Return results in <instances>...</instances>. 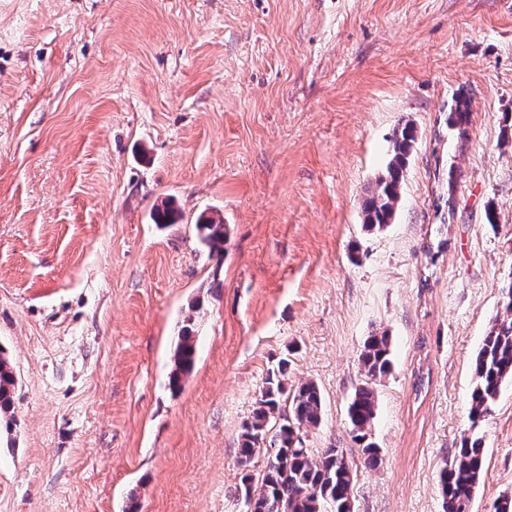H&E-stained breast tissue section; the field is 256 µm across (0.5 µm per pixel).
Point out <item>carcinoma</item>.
<instances>
[{
    "mask_svg": "<svg viewBox=\"0 0 512 512\" xmlns=\"http://www.w3.org/2000/svg\"><path fill=\"white\" fill-rule=\"evenodd\" d=\"M471 97L467 90L456 93L448 114V128L457 139H468L471 123ZM416 141L415 128L405 123L393 130L390 139L391 160L385 175L379 177L362 203L365 226L381 229L391 223L401 201L408 157ZM178 213L167 201L156 206L153 217L157 224L177 223ZM199 242L209 253L224 252V221L209 217L196 225ZM392 344L386 334L370 336L364 342L360 360L367 378L374 381L392 370ZM196 358L193 317L187 318L174 354V368L169 388L182 389L185 377L192 371ZM288 360L279 361L268 372L252 415L242 425L238 462L246 468L262 449H271L257 484L244 474L239 489L251 498L252 512H354V468L341 448H326L314 458L302 447L301 431L320 424L323 411L322 394L311 381L298 385L289 401L288 414H281V396ZM512 382V285L505 289L503 317L495 320L484 336L474 362L473 387L469 414L478 423L491 412L502 385ZM12 366L0 353V417L6 427L15 423ZM377 397L369 385L357 387L347 406L352 441L357 445L363 467L375 468L382 462L381 449L372 441L377 416ZM280 423L270 433L269 423L275 415ZM485 446L482 437L463 438L461 446L440 471L439 486L444 512H470V504L483 474Z\"/></svg>",
    "mask_w": 512,
    "mask_h": 512,
    "instance_id": "cac0c4a2",
    "label": "carcinoma"
}]
</instances>
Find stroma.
<instances>
[{"mask_svg":"<svg viewBox=\"0 0 512 512\" xmlns=\"http://www.w3.org/2000/svg\"><path fill=\"white\" fill-rule=\"evenodd\" d=\"M407 122L401 204L367 229ZM505 137L512 0H0V349L17 379L0 512H242L241 427L269 369L290 357L289 386L321 391L303 447L353 459L347 402L382 332V462L358 470L355 512H444L439 473L474 431L470 512H494L512 497V382L479 426L468 413L512 283ZM165 199L179 223L153 224ZM203 216L224 221L223 258ZM471 97L467 90L461 89L456 93L448 114V127L454 131L458 140L468 139V127L471 123ZM199 242L208 248L210 254L222 257L224 252V221L213 217L206 218L201 224H196ZM183 326L179 343L174 354V368L169 379V388L180 391L185 377L192 371L196 358L194 319L189 316Z\"/></svg>","mask_w":512,"mask_h":512,"instance_id":"1","label":"stroma"}]
</instances>
